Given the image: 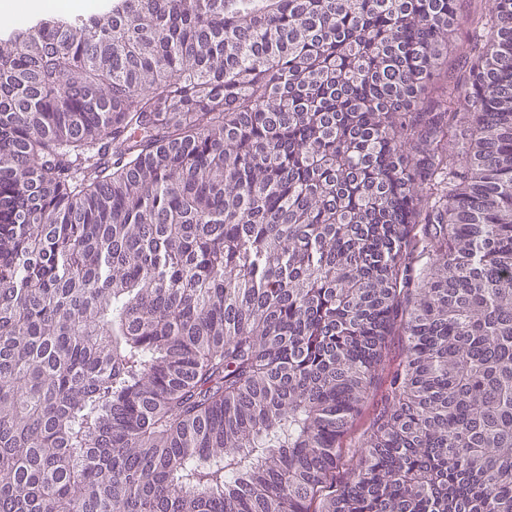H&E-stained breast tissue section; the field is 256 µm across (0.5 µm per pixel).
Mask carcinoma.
<instances>
[{
  "label": "carcinoma",
  "mask_w": 512,
  "mask_h": 512,
  "mask_svg": "<svg viewBox=\"0 0 512 512\" xmlns=\"http://www.w3.org/2000/svg\"><path fill=\"white\" fill-rule=\"evenodd\" d=\"M0 512H512V0L1 38Z\"/></svg>",
  "instance_id": "carcinoma-1"
}]
</instances>
